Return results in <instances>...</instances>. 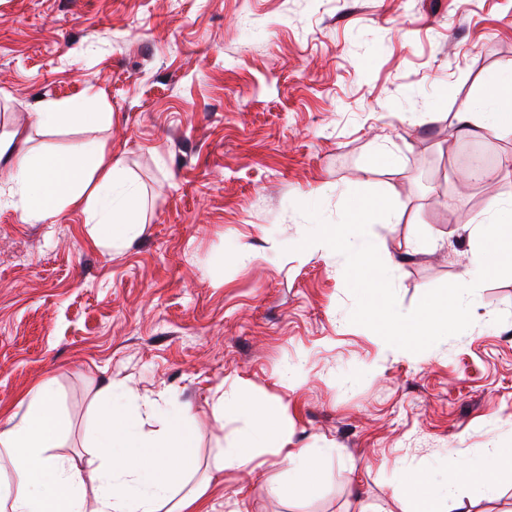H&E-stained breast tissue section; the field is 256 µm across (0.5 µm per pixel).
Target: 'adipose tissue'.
I'll return each instance as SVG.
<instances>
[{"mask_svg": "<svg viewBox=\"0 0 512 512\" xmlns=\"http://www.w3.org/2000/svg\"><path fill=\"white\" fill-rule=\"evenodd\" d=\"M488 101V113L463 103L457 121L512 137V81L492 82ZM111 121V113L92 111L82 97L41 102L30 115L31 128L41 135L66 125L92 130ZM0 161L8 168L7 196L20 205L23 220L51 222L64 209L80 207L95 219L99 239L124 242L137 235L136 195L104 144L91 140L76 153L38 152L0 137ZM24 400L23 416L0 412V512H206L205 488L189 486L197 446L190 406L168 413L155 435L141 429L144 415L169 402L168 390L143 397L128 391L117 399L111 387L100 389L93 398L99 426L83 468L55 452L60 438L52 381L30 389ZM216 412L248 421L219 451L217 471L240 470L272 456L303 491L317 489L316 454L293 447L287 426L258 405L247 387L219 392ZM505 467L512 469V448H489L482 466L458 465L471 495L458 494L454 485L422 470L404 471L400 490L409 512H473L477 500L496 498L489 477ZM89 480L96 484L91 497L85 493Z\"/></svg>", "mask_w": 512, "mask_h": 512, "instance_id": "adipose-tissue-1", "label": "adipose tissue"}]
</instances>
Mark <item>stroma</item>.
Masks as SVG:
<instances>
[{
    "mask_svg": "<svg viewBox=\"0 0 512 512\" xmlns=\"http://www.w3.org/2000/svg\"><path fill=\"white\" fill-rule=\"evenodd\" d=\"M510 78L512 0H0V135L28 131L39 101L92 95L110 126L31 144L104 141L142 219L98 245L81 210L27 223L0 204V410L24 414L54 378L82 464L102 384L168 389L192 408L213 512H404L399 462L452 478L511 446L512 278L476 289L468 332L415 354L351 323L341 254L298 248L301 205L334 223L351 192L379 191L395 211L370 239L399 309L461 282L474 220L512 200V137L455 114ZM465 150L494 167L461 195ZM240 380L294 447L320 449L317 491L270 461L216 472L245 424L216 418L215 390Z\"/></svg>",
    "mask_w": 512,
    "mask_h": 512,
    "instance_id": "1",
    "label": "stroma"
}]
</instances>
